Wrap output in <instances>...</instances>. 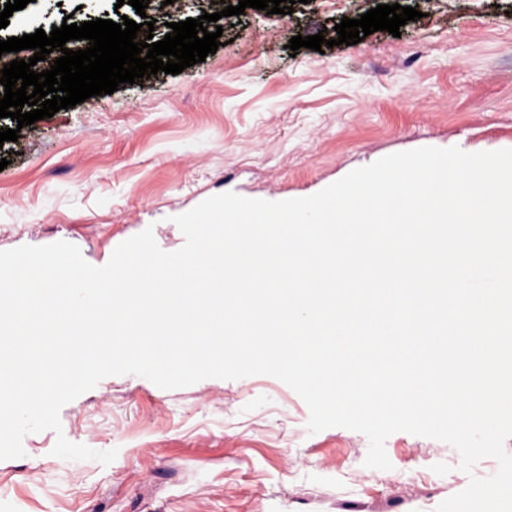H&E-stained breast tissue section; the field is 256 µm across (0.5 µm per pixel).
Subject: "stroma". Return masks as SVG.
Returning <instances> with one entry per match:
<instances>
[{
  "mask_svg": "<svg viewBox=\"0 0 512 512\" xmlns=\"http://www.w3.org/2000/svg\"><path fill=\"white\" fill-rule=\"evenodd\" d=\"M239 0H150L155 40L167 25L220 13L222 47L172 75L120 84L16 128L0 146V251L67 241L105 265L153 228L180 249L174 216L225 192L305 197L387 155L431 146L512 148V0H298L292 13ZM421 11L360 43L290 54L292 36L326 33L378 4ZM136 19L117 0H29L0 40L104 15ZM309 409L279 379L208 378L165 390L111 376L64 405L65 437L113 462L52 456L53 431L26 434L23 457L0 460V512H435L488 477L496 460L460 470L448 443L406 432L385 442L391 469L366 467L368 440L309 433Z\"/></svg>",
  "mask_w": 512,
  "mask_h": 512,
  "instance_id": "35a3bbf8",
  "label": "stroma"
}]
</instances>
